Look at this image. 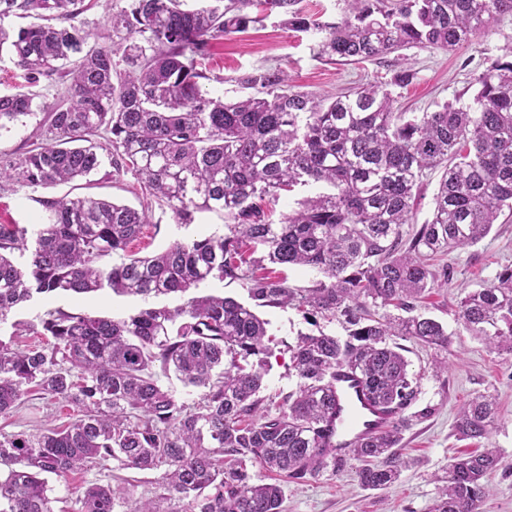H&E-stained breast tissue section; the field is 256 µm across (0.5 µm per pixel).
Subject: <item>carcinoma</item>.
Returning <instances> with one entry per match:
<instances>
[{"instance_id": "obj_1", "label": "carcinoma", "mask_w": 512, "mask_h": 512, "mask_svg": "<svg viewBox=\"0 0 512 512\" xmlns=\"http://www.w3.org/2000/svg\"><path fill=\"white\" fill-rule=\"evenodd\" d=\"M100 0H0V19L47 11L74 17ZM299 0H132L107 17L109 45H88L71 25L37 24L10 32L5 53L28 84L59 74L67 94L23 156L0 160V182L48 189L89 176L101 165L107 135L116 172L132 173L146 194L179 224L198 211L224 212V233L177 240L146 256L129 251L150 223L105 199H41L46 217L33 229L0 224V323L12 309L49 295L110 290L146 305L110 319L49 310L38 324H15L0 337V416L34 391L66 403L75 418L37 434L0 435V512H55L47 476L116 461L123 469L162 471L161 492L134 500L129 488L90 481L74 512H282V488L254 484L259 466L302 481L355 462L359 483L387 488L400 475L396 448L415 404L418 383L393 336L448 347L442 324L420 311L426 292L448 284L451 267L432 264L485 237L499 215H512V60L477 78L474 105L446 103L408 116L376 85L333 100L284 89L276 71L247 77L256 93L226 101L201 90L198 58L210 41L244 32L273 12L286 24L323 34L317 55L371 59L412 47L453 49L512 0H345L346 16L322 22ZM38 94L0 96V131L41 108ZM443 169L430 220L413 212L422 179ZM330 191L272 218L266 202L296 186ZM29 254L23 265L14 252ZM112 257V266L99 260ZM322 273L311 288H291L266 264ZM238 280L249 302L207 295L171 307L213 280ZM294 306L346 324L341 340L321 332L288 345L299 383L262 411L259 392L272 351L261 307ZM392 306L405 315L378 314ZM459 320L490 347L512 355V265L465 295ZM47 336L22 346V332ZM354 372L369 400L393 423L350 449L327 453L336 416L333 380ZM199 391L188 404L163 379ZM495 402L463 406L455 431L490 436ZM500 462L495 448L456 457L432 512H479L485 480Z\"/></svg>"}]
</instances>
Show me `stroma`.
Returning <instances> with one entry per match:
<instances>
[{
    "label": "stroma",
    "instance_id": "35a3bbf8",
    "mask_svg": "<svg viewBox=\"0 0 512 512\" xmlns=\"http://www.w3.org/2000/svg\"><path fill=\"white\" fill-rule=\"evenodd\" d=\"M318 40L314 32L289 28L283 14L274 13L262 25L210 41L200 59L205 74L202 90L231 101L248 95V76L268 69L283 71L294 89L333 98L358 87L376 83L390 92L399 111L431 112L444 103L472 104L478 85L476 77L506 53L512 45V15L492 20L489 29L453 51L413 47L360 63L325 61L315 55ZM411 74L408 83L395 85L402 71ZM68 86L67 80L40 78L35 90L42 105L36 115L24 118L10 130L0 132V157H16L31 148L51 107ZM88 178L76 179L49 189L11 185L0 189V224L25 227L41 223L45 210L42 198L62 196L104 198L136 209L148 208L151 222L132 246L146 255L167 248L174 241L223 233L224 215L219 211H199L189 225L176 223L171 211L158 203H147L132 175H116L109 153ZM454 269L448 285L432 290L423 302L425 313L448 331L447 347L438 348L412 338H399L411 376L419 382L417 408L431 407L424 419L412 420L403 433L398 453L405 465L398 482L384 490L361 488L351 469L324 471L318 477L296 483L281 479L283 512H430L439 497L440 476L449 461L489 446L498 449L501 464L486 483L488 496L481 512H512V355L491 350L468 331L458 319L462 297L492 280L500 269L512 265V222L494 225L476 244L459 248L445 256ZM140 299L118 296L105 290L75 295L58 293L50 298L15 308L0 334L10 335L15 321H38L45 311L63 309L96 316L118 318L141 308ZM259 316L268 322V332L276 341L293 342L298 334L325 331L344 337L339 322L311 321L292 307H264ZM447 359V368H436L437 359ZM493 398L499 408V422L489 440H465L455 433L460 408L473 397ZM74 418L72 410L37 394L30 395L16 412L0 417V434H35L48 425H64ZM155 471L120 468L111 463L104 470H92L62 482L50 479L57 512H71L76 491L85 481L118 482L126 479L135 497L146 499L156 491Z\"/></svg>",
    "mask_w": 512,
    "mask_h": 512
}]
</instances>
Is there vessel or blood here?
Returning <instances> with one entry per match:
<instances>
[{
    "label": "vessel or blood",
    "mask_w": 512,
    "mask_h": 512,
    "mask_svg": "<svg viewBox=\"0 0 512 512\" xmlns=\"http://www.w3.org/2000/svg\"><path fill=\"white\" fill-rule=\"evenodd\" d=\"M335 439L337 455L375 433L383 426L384 416L371 407L361 385L350 373L337 375Z\"/></svg>",
    "instance_id": "obj_1"
}]
</instances>
